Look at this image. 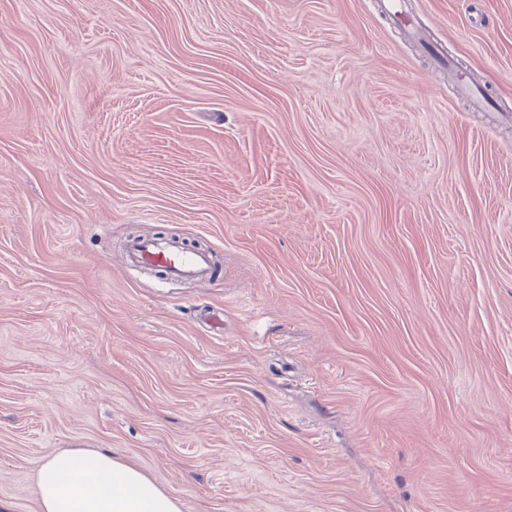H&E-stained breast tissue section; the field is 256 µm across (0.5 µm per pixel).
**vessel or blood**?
Wrapping results in <instances>:
<instances>
[{
  "label": "vessel or blood",
  "mask_w": 512,
  "mask_h": 512,
  "mask_svg": "<svg viewBox=\"0 0 512 512\" xmlns=\"http://www.w3.org/2000/svg\"><path fill=\"white\" fill-rule=\"evenodd\" d=\"M448 76L461 98L472 108H483L482 97L474 90L464 73L459 71L456 63H449ZM126 253L130 263L160 271L169 280L202 283L212 276L216 268L209 251L188 250L174 241L135 239L128 243Z\"/></svg>",
  "instance_id": "obj_1"
}]
</instances>
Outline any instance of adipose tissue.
Instances as JSON below:
<instances>
[{"label":"adipose tissue","mask_w":512,"mask_h":512,"mask_svg":"<svg viewBox=\"0 0 512 512\" xmlns=\"http://www.w3.org/2000/svg\"><path fill=\"white\" fill-rule=\"evenodd\" d=\"M35 482L40 512H182L179 498L146 473L95 449L48 457Z\"/></svg>","instance_id":"obj_1"}]
</instances>
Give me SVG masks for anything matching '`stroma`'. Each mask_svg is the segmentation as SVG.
Returning <instances> with one entry per match:
<instances>
[{"instance_id": "1", "label": "stroma", "mask_w": 512, "mask_h": 512, "mask_svg": "<svg viewBox=\"0 0 512 512\" xmlns=\"http://www.w3.org/2000/svg\"><path fill=\"white\" fill-rule=\"evenodd\" d=\"M408 8L512 112V0ZM77 448L182 512H512V122L379 0H0V501ZM448 76L456 86L458 96L465 99L473 109H484L483 98L474 90L464 72L457 68L453 57L448 56ZM126 253L130 263L156 269L167 280L203 283L216 268L209 251L187 250L175 241L133 239L128 243Z\"/></svg>"}]
</instances>
